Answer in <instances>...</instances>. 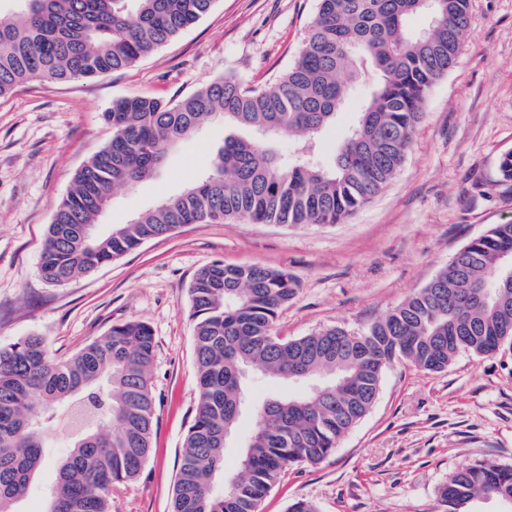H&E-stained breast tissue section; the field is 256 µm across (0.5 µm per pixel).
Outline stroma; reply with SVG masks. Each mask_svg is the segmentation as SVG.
Listing matches in <instances>:
<instances>
[{"label":"stroma","instance_id":"35a3bbf8","mask_svg":"<svg viewBox=\"0 0 512 512\" xmlns=\"http://www.w3.org/2000/svg\"><path fill=\"white\" fill-rule=\"evenodd\" d=\"M472 33L423 105L399 173L339 224H187L62 285L39 258L75 173L112 138L113 100L173 101L234 75L261 85L298 54L317 0H215L176 39L132 68L92 80H33L0 99V346L44 338L62 359L113 324L148 323L156 342L157 425L139 476L114 486L112 512H172L184 437L197 404L189 288L215 261L285 269L295 297L274 332L293 339L339 327L360 334L425 287L474 237L512 221V183L498 161L512 151V0H470ZM213 123L182 140L159 172L120 190L99 233L180 194L212 168L224 142ZM70 436L55 427L49 460L19 512H46L55 459ZM512 466V351L460 354L429 373L397 360L369 413L320 464L287 468L261 512L305 500L317 512H441L438 489L458 469Z\"/></svg>","mask_w":512,"mask_h":512}]
</instances>
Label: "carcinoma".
I'll list each match as a JSON object with an SVG mask.
<instances>
[{
  "label": "carcinoma",
  "mask_w": 512,
  "mask_h": 512,
  "mask_svg": "<svg viewBox=\"0 0 512 512\" xmlns=\"http://www.w3.org/2000/svg\"><path fill=\"white\" fill-rule=\"evenodd\" d=\"M0 6V99L30 80L93 79L134 66L206 15L215 0H9ZM436 19L426 35L411 19ZM469 0H318L296 60L253 86L224 76L176 102L123 97L104 114L112 140L79 170L57 205L40 254L51 284L114 261L184 224L245 217L256 224H336L369 203L401 169L436 82L470 36ZM369 88L328 163L321 133L359 86ZM231 135L212 172L179 195L84 237L114 192L152 177L205 124ZM297 138L284 159L271 137ZM198 402L182 448L172 512H260L288 466L324 461L370 411L385 369L403 359L440 372L461 353L512 349V222L469 241L448 266L364 332L329 328L295 339L274 331L297 292L293 276L215 262L190 288ZM156 342L141 321L112 326L66 359L40 336L0 347V512H18L45 463L62 411L72 426L47 512H112V487L135 479L156 422ZM272 377L307 388L255 408L238 472L224 471V431L237 430L248 384ZM512 500V467L457 470L439 488L443 512H472L488 494Z\"/></svg>",
  "instance_id": "1"
}]
</instances>
